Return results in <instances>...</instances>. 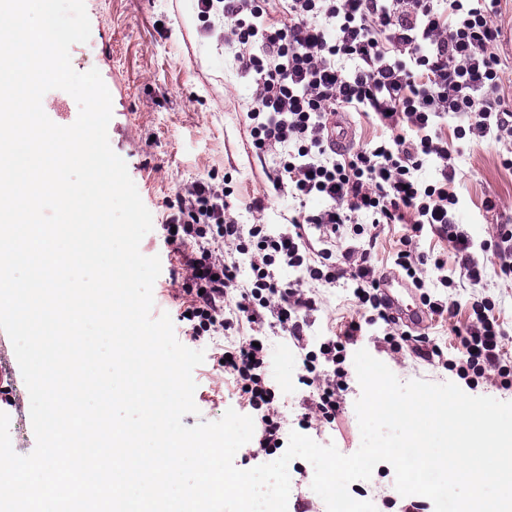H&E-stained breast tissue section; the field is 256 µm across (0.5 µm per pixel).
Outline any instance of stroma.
<instances>
[{
    "mask_svg": "<svg viewBox=\"0 0 512 512\" xmlns=\"http://www.w3.org/2000/svg\"><path fill=\"white\" fill-rule=\"evenodd\" d=\"M91 25L87 42L70 49L73 69L84 73L98 70L112 97V118L108 139L113 151L124 159L139 195L150 211L153 228L141 243L144 256L159 257L161 273L153 287V316L169 314L175 334H182L180 313L190 298L173 289L169 272L181 257L164 241L162 224L169 203L186 183L199 178L230 183L231 212L243 224H267L279 230L291 224L301 206L299 201L272 193L268 176L280 159L278 152L257 156L250 136L247 113L252 106L251 88L237 71L224 45L206 36L204 19L199 18L193 0H85ZM502 145L463 148L456 155L459 171L455 191L459 197L457 220L461 230L475 241L492 237L498 225L512 223V168L501 163ZM497 207L486 210V199ZM261 200V212L250 211L253 200ZM419 249L442 257L455 290L431 289L432 298L447 300L457 293L461 301L454 315L433 313L416 338L429 339L445 356H452L459 344L454 330L474 322L471 301L486 298L503 332L501 355L512 365V281L499 277L496 258L475 251L485 266L480 284H472L460 268L447 240L424 232ZM309 295L317 302L308 312L303 342L318 350L321 342L339 336L347 322L357 315L355 298L345 282L334 285L309 284ZM386 327H367L347 356L366 349L385 363L400 381L422 379L433 383L456 381L455 372L442 367L438 359L424 360L412 352L391 353L385 342ZM225 337L217 336L205 346V359L193 371L197 384L194 401L197 413L185 415L184 425L220 419L237 407L234 386L219 376L216 350ZM302 373L300 357L293 343L271 337L267 344L265 374L275 387L289 430H296L303 403L311 394L298 382ZM361 395L358 380H350L342 410L335 423L309 430L315 442L335 445L350 455L361 444L354 405ZM0 411L10 419L9 434L14 451L30 454L35 436L30 418V398L9 337L0 332ZM393 467L377 464L369 480L355 481L351 494L370 500L377 512H403L410 497L398 494Z\"/></svg>",
    "mask_w": 512,
    "mask_h": 512,
    "instance_id": "stroma-1",
    "label": "stroma"
}]
</instances>
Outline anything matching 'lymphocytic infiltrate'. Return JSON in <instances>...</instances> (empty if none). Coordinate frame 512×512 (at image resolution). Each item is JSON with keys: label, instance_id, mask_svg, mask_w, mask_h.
I'll use <instances>...</instances> for the list:
<instances>
[{"label": "lymphocytic infiltrate", "instance_id": "obj_1", "mask_svg": "<svg viewBox=\"0 0 512 512\" xmlns=\"http://www.w3.org/2000/svg\"><path fill=\"white\" fill-rule=\"evenodd\" d=\"M287 20H270L272 5ZM500 0H197L200 16L224 23V45L252 87L247 113L258 152L288 154L270 178L277 194L315 201L291 227L272 232L265 224H241L228 216L231 191L206 179L187 185L177 213L168 215L165 240L189 246L172 283L191 297L184 334L203 343L246 321L254 339L224 348L225 378L233 381L254 420L255 448L248 460L264 464L283 448L287 435L274 388L264 374L265 330L300 339L301 312L316 301L306 282L333 285L349 278L366 314L351 320L342 339L306 351L299 382L314 388L306 400L303 428L334 423L340 394L348 388L347 345L364 325L394 324L380 294L381 273L372 263L375 238L366 227H406L394 259L399 274L424 287L432 271L442 287H453L446 262L420 252L424 229L445 236L471 281L483 269L474 249L492 251L501 274L512 278V226H498L493 240L477 243L456 227L459 199L454 150L441 135L449 115L462 117L456 139L477 145H512V110L504 105L503 70L494 51L502 35ZM365 113L386 136L355 151L337 152L329 121L340 109ZM433 167L436 177L420 173ZM357 240L333 262L332 248L345 226ZM248 281H240L242 267ZM300 268L304 277L283 281L281 268ZM488 300L474 301V324L460 332L455 359L445 368L467 385L494 368L502 389L512 388V369L500 362L496 320Z\"/></svg>", "mask_w": 512, "mask_h": 512}]
</instances>
